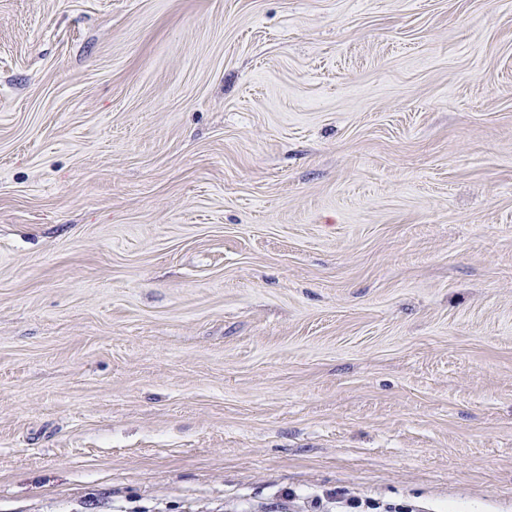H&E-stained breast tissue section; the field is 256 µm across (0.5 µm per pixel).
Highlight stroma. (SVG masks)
<instances>
[{"label":"stroma","mask_w":512,"mask_h":512,"mask_svg":"<svg viewBox=\"0 0 512 512\" xmlns=\"http://www.w3.org/2000/svg\"><path fill=\"white\" fill-rule=\"evenodd\" d=\"M512 512V0H0V512Z\"/></svg>","instance_id":"stroma-1"}]
</instances>
